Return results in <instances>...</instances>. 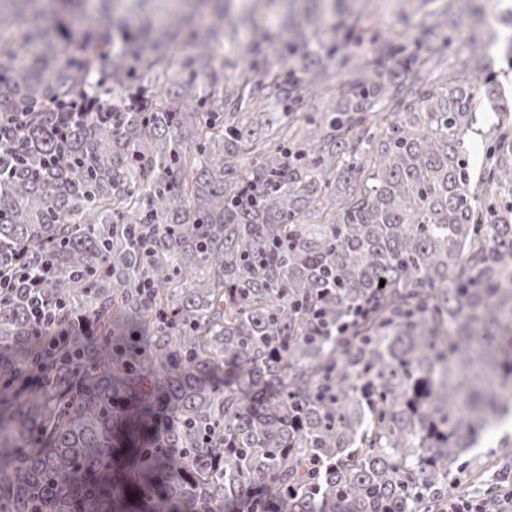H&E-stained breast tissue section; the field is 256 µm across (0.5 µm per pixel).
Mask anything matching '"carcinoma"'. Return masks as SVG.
I'll list each match as a JSON object with an SVG mask.
<instances>
[{
  "label": "carcinoma",
  "mask_w": 512,
  "mask_h": 512,
  "mask_svg": "<svg viewBox=\"0 0 512 512\" xmlns=\"http://www.w3.org/2000/svg\"><path fill=\"white\" fill-rule=\"evenodd\" d=\"M154 2L0 0V272L48 264L0 296V512H447L452 469L512 415L489 45L468 42L462 84L429 80L462 26L446 0L422 18L441 46L372 41L319 136L271 144L241 115L260 101L279 136L340 47L256 97L254 65L231 86L212 65L239 41L220 0L159 24ZM30 291L98 342L37 389Z\"/></svg>",
  "instance_id": "cac0c4a2"
}]
</instances>
